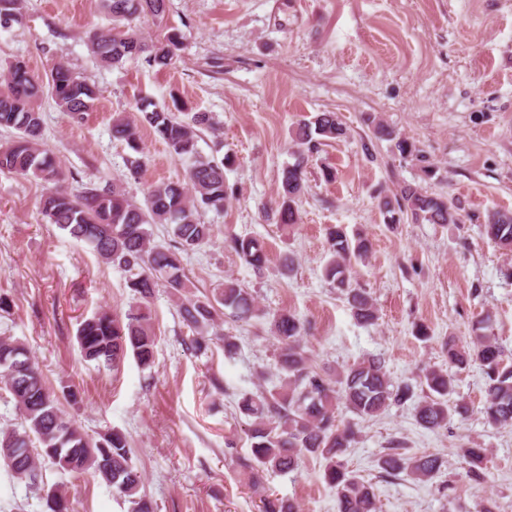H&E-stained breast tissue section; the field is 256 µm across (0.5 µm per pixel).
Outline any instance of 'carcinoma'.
<instances>
[{"label": "carcinoma", "mask_w": 512, "mask_h": 512, "mask_svg": "<svg viewBox=\"0 0 512 512\" xmlns=\"http://www.w3.org/2000/svg\"><path fill=\"white\" fill-rule=\"evenodd\" d=\"M103 2L117 31L89 35L88 48L100 63L113 67L142 59L150 66L172 64L182 44L181 33L173 31L150 47L131 26L141 15L164 13L167 0ZM20 9L21 0H0V26H8ZM44 91L76 120L83 119L98 99L97 87L75 75L64 61L51 70L45 82L35 80L24 62L11 63L0 80V127L14 129L17 136L0 148V172L30 176L48 185L40 202L44 219L86 243L102 262L123 271L136 296L135 304L122 315L97 312L80 323L76 338L83 356L104 370L117 368L129 354L139 366L151 367L157 342L151 302L159 288L175 300L182 322L191 332L183 339L186 348L204 354L220 342L224 355L235 354L237 338L220 332L219 320L226 309L238 320H249L255 312L254 297L233 280L202 296L191 295L182 265L184 255L212 238V225L201 220L200 211L220 212L234 195L224 179V169L232 164V158L204 157L197 147L200 130L212 127L211 116L196 112L184 120L149 99H140L136 103L138 120L113 119L112 137L133 146L138 124L148 126L172 155L189 162L188 182L156 184L141 201L118 184L100 187L89 182L73 194L60 185V164L41 148L43 115L34 101ZM347 135L333 112H323L298 128L294 162L282 169L278 190L275 217L283 229L298 223L297 205L306 190L310 158L321 145ZM380 208L388 224H399L406 216L415 223L457 224L461 217L454 201L411 185L400 187L391 198L384 197ZM155 224L170 226L172 243H152ZM484 229L498 245L512 250V212H488ZM224 244L254 272L264 270L266 249L259 239L235 234L224 238ZM329 245L327 279L341 288L358 322L374 323L378 319L374 304L349 282L351 260L367 252L366 241L351 239L343 228L333 227ZM491 326L487 314L475 322L469 347L448 342V362L460 369L472 363L480 366L485 378V420L495 427L507 426L512 424V362L491 336ZM270 332L278 350V384L270 390L245 392L237 401L239 413L248 420L250 455L239 463L246 483L260 490L266 476L292 472L304 460L315 458L322 465L324 482L335 493L337 512H380L374 486L345 465L343 456L355 442V431L350 425L336 424V409L342 406L361 419L372 418L391 406L405 405L414 396L412 387L393 384L382 361L374 357L334 377L317 369L302 345L304 324L287 310L273 315ZM424 383L426 394L415 407L421 427L439 429L451 414L468 412L464 403L454 399L455 380L448 373L431 369L424 375ZM0 384L12 395L22 418L19 428H0V458L16 480L40 495L44 512H69V497L65 486H47L42 460L67 472L103 479L131 504V512H155L144 491L143 475L132 462L127 436L118 430L97 438L89 435L63 406L65 401L78 402V390L49 387L28 349L9 337L0 339ZM486 452L468 446L457 449L475 481L483 478ZM377 463L388 475L403 473L416 481L433 478L442 465L435 454L404 455L395 448L383 453ZM262 512H300V507L290 498L267 495L262 499Z\"/></svg>", "instance_id": "obj_1"}]
</instances>
